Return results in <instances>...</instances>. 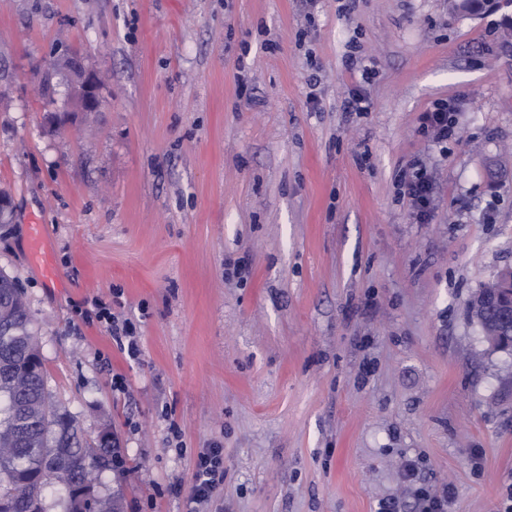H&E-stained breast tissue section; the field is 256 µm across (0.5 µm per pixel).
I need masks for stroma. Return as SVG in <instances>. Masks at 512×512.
I'll return each instance as SVG.
<instances>
[{
	"label": "stroma",
	"mask_w": 512,
	"mask_h": 512,
	"mask_svg": "<svg viewBox=\"0 0 512 512\" xmlns=\"http://www.w3.org/2000/svg\"><path fill=\"white\" fill-rule=\"evenodd\" d=\"M373 60L363 80L349 42ZM77 59L106 105L81 112ZM365 113L346 112L352 90ZM453 106L431 145L420 115ZM437 179L417 223L396 181ZM0 271L50 403L123 461V512H377L415 461L450 512L512 495V353L469 301L512 265V36L448 0H0ZM44 225L57 281L31 262ZM239 258L241 277L224 274ZM137 327L130 358L94 316ZM125 390H117L114 376ZM182 432L169 446L168 425ZM451 112L453 110L448 103L443 101L435 102L429 110L423 112L422 129L435 145L442 146L450 139L457 140V125ZM193 481V501L201 507L210 500L216 488L224 483V460L220 448H203L199 452Z\"/></svg>",
	"instance_id": "obj_1"
}]
</instances>
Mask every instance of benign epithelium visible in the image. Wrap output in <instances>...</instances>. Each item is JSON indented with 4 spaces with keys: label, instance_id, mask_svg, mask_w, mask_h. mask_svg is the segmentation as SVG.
<instances>
[{
    "label": "benign epithelium",
    "instance_id": "benign-epithelium-1",
    "mask_svg": "<svg viewBox=\"0 0 512 512\" xmlns=\"http://www.w3.org/2000/svg\"><path fill=\"white\" fill-rule=\"evenodd\" d=\"M453 9L466 10L474 17L500 12L505 23L512 22V0H449ZM80 110L97 112L102 97L93 78L81 77L78 85ZM473 308L480 315L485 342L492 350L512 347V267L502 269L495 278V287L477 293Z\"/></svg>",
    "mask_w": 512,
    "mask_h": 512
}]
</instances>
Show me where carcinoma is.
Wrapping results in <instances>:
<instances>
[{
  "mask_svg": "<svg viewBox=\"0 0 512 512\" xmlns=\"http://www.w3.org/2000/svg\"><path fill=\"white\" fill-rule=\"evenodd\" d=\"M17 280L0 273V512H46L47 488L67 493L63 512L81 495L75 477L112 467V441L83 444L70 417L49 402L46 369L16 296ZM88 512H120L89 493Z\"/></svg>",
  "mask_w": 512,
  "mask_h": 512,
  "instance_id": "obj_1",
  "label": "carcinoma"
}]
</instances>
